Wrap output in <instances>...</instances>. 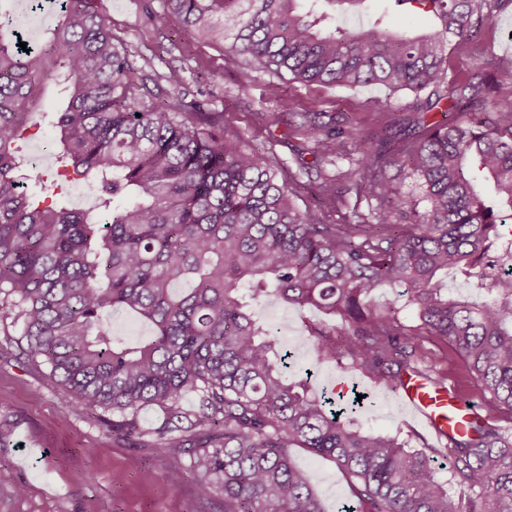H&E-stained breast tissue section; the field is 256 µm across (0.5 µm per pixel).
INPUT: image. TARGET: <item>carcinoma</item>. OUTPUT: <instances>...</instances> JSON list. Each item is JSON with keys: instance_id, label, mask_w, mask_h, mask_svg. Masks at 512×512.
<instances>
[{"instance_id": "1", "label": "carcinoma", "mask_w": 512, "mask_h": 512, "mask_svg": "<svg viewBox=\"0 0 512 512\" xmlns=\"http://www.w3.org/2000/svg\"><path fill=\"white\" fill-rule=\"evenodd\" d=\"M301 2L164 0L190 34L254 72L428 93L415 119L378 138L347 121L296 127L312 156L302 168L319 179L315 200L341 214L335 223L299 207L277 159L224 132L214 113L136 95L146 76L114 47L94 0H62L36 52L0 24V311L65 396L120 416L112 432L162 407L165 425L141 437L188 454L224 512H325L294 448L349 478L355 504L341 512H512L511 427L478 414L435 461L340 418L309 377L288 380V356L255 313L274 295L339 318L309 325L317 361L347 355L393 391L411 373L445 384L424 346L441 340L512 422V67L449 73L451 38H472L508 0H394L439 21L410 32L327 26L330 16ZM50 89L60 106L49 174L19 142L46 116ZM442 102L445 119L429 121ZM70 179L94 188V208L69 205ZM450 272L488 297L451 296ZM382 288L402 290L415 324L394 299L374 307ZM118 309L154 334L117 342L104 319Z\"/></svg>"}]
</instances>
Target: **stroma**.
Wrapping results in <instances>:
<instances>
[{"instance_id":"35a3bbf8","label":"stroma","mask_w":512,"mask_h":512,"mask_svg":"<svg viewBox=\"0 0 512 512\" xmlns=\"http://www.w3.org/2000/svg\"><path fill=\"white\" fill-rule=\"evenodd\" d=\"M94 5L111 26L114 44L127 46L136 69L153 82L170 71L179 72L182 83L176 95L216 113L225 130L250 148L275 155L281 177L306 200L313 180L297 160L302 140L292 129L295 113H319L324 123L342 113L364 133L377 134L411 120L417 106L416 94L407 89L393 93L378 85H305L250 72L221 45L184 32L166 15L163 0H95ZM378 17L404 30L426 23L425 17L392 7L389 0H368L366 10L348 16L347 23L358 27ZM493 25L481 55L460 50L454 66L512 59V2ZM286 100L292 114L271 124L273 111ZM259 311L267 321L281 322L280 336L285 348L295 349L297 364L314 366L308 325L321 320V313L300 312L273 297ZM427 349L448 383L458 385L478 411H485V398L459 355L440 342L428 343ZM315 368L321 387L345 391L354 386L369 394L361 419L365 428L399 434L416 450L444 454L443 444L403 413L395 393L354 367L350 358ZM5 415L12 420L13 431L7 447L0 448V512H221L219 490L195 474H187L176 488L166 481L170 466H188L187 455L164 456L152 448L132 447L130 441L113 438L111 412L65 403L48 366L23 354L19 326L0 318V416ZM293 454L326 512H338L351 502L349 480L333 461L302 448ZM18 485L24 486V494H15Z\"/></svg>"}]
</instances>
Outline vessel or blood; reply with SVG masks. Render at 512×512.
Instances as JSON below:
<instances>
[{
    "instance_id": "vessel-or-blood-1",
    "label": "vessel or blood",
    "mask_w": 512,
    "mask_h": 512,
    "mask_svg": "<svg viewBox=\"0 0 512 512\" xmlns=\"http://www.w3.org/2000/svg\"><path fill=\"white\" fill-rule=\"evenodd\" d=\"M398 396L437 436L464 432L469 425L470 403L456 387L434 386L422 375L409 374L404 377Z\"/></svg>"
}]
</instances>
